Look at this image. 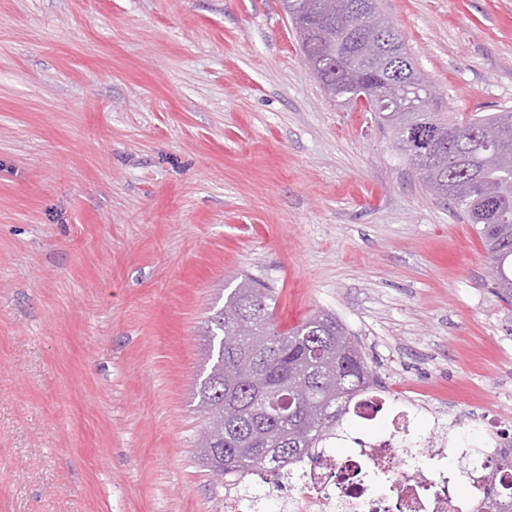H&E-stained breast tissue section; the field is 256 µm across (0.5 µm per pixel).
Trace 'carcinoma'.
Instances as JSON below:
<instances>
[{
  "label": "carcinoma",
  "mask_w": 512,
  "mask_h": 512,
  "mask_svg": "<svg viewBox=\"0 0 512 512\" xmlns=\"http://www.w3.org/2000/svg\"><path fill=\"white\" fill-rule=\"evenodd\" d=\"M304 56L321 66L316 78L350 102L370 88L371 111L395 136L421 174L443 184L447 201L477 226L497 278L491 292L512 307V111L396 112L386 96L394 82L418 83L404 36L389 25L378 34L383 63L369 71L350 65L355 40L313 10L316 0H280ZM274 291L249 276L224 294L205 320V361L193 396L202 426L198 459L212 474L248 475L282 467L317 448L373 381L357 345L336 314L319 311L279 331Z\"/></svg>",
  "instance_id": "carcinoma-1"
}]
</instances>
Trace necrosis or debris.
Masks as SVG:
<instances>
[{
  "label": "necrosis or debris",
  "mask_w": 512,
  "mask_h": 512,
  "mask_svg": "<svg viewBox=\"0 0 512 512\" xmlns=\"http://www.w3.org/2000/svg\"><path fill=\"white\" fill-rule=\"evenodd\" d=\"M387 391L353 402L349 410L362 420L384 418L382 435L349 437L336 434L323 447L304 452L289 466L295 485H268V473L259 469L250 477H224V512H493L491 503L511 471L502 468L512 458V437L486 428L478 452H471L458 437L457 422L435 413L434 423L415 446L401 444L409 411L391 409ZM463 462L459 471L448 469V457ZM467 482L476 497L460 495ZM266 487L265 497L253 495Z\"/></svg>",
  "instance_id": "1"
}]
</instances>
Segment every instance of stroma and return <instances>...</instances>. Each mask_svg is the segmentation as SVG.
<instances>
[{"label": "stroma", "mask_w": 512, "mask_h": 512, "mask_svg": "<svg viewBox=\"0 0 512 512\" xmlns=\"http://www.w3.org/2000/svg\"><path fill=\"white\" fill-rule=\"evenodd\" d=\"M442 112L512 109V0H380ZM378 383L512 429L476 229L332 100L280 0H0V512H224L203 321L241 275Z\"/></svg>", "instance_id": "35a3bbf8"}]
</instances>
